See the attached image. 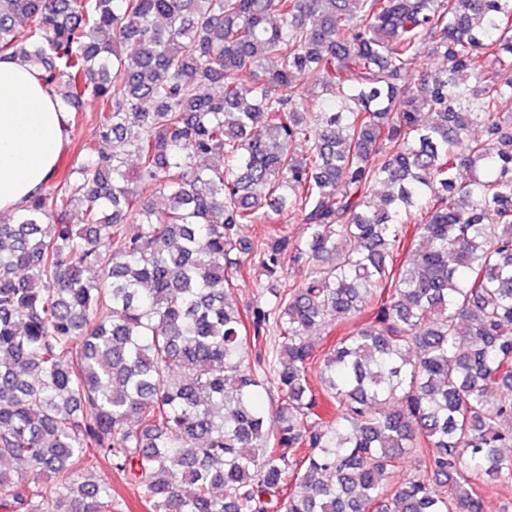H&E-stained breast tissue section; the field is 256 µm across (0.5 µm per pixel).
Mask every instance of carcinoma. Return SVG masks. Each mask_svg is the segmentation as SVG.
I'll return each instance as SVG.
<instances>
[{
  "instance_id": "cac0c4a2",
  "label": "carcinoma",
  "mask_w": 512,
  "mask_h": 512,
  "mask_svg": "<svg viewBox=\"0 0 512 512\" xmlns=\"http://www.w3.org/2000/svg\"><path fill=\"white\" fill-rule=\"evenodd\" d=\"M3 56L99 108L0 224V512H114L101 455L150 512H486L512 483V0H0ZM257 278L259 279V277H257V273L255 275L251 273V275L237 274L235 279H233L234 299L242 311L246 309L247 305H249L254 299L256 288H258L256 281ZM487 512H512V486L506 488L497 481L487 480L482 487Z\"/></svg>"
}]
</instances>
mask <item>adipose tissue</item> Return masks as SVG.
Wrapping results in <instances>:
<instances>
[{
  "instance_id": "ef3b65f1",
  "label": "adipose tissue",
  "mask_w": 512,
  "mask_h": 512,
  "mask_svg": "<svg viewBox=\"0 0 512 512\" xmlns=\"http://www.w3.org/2000/svg\"><path fill=\"white\" fill-rule=\"evenodd\" d=\"M68 119L29 63L0 59V212L22 213L46 188L68 143Z\"/></svg>"
}]
</instances>
